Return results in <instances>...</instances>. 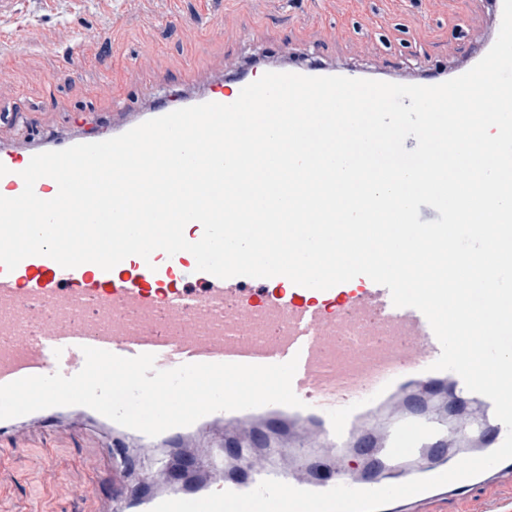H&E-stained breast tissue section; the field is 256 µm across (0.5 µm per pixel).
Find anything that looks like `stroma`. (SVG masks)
I'll list each match as a JSON object with an SVG mask.
<instances>
[{"label":"stroma","mask_w":512,"mask_h":512,"mask_svg":"<svg viewBox=\"0 0 512 512\" xmlns=\"http://www.w3.org/2000/svg\"><path fill=\"white\" fill-rule=\"evenodd\" d=\"M497 38L486 0H0V143L96 133L113 114L205 84L243 58L317 56L403 79L454 67ZM112 437L87 424L0 433V512H97L111 490ZM512 512V483L427 512Z\"/></svg>","instance_id":"35a3bbf8"}]
</instances>
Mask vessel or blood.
Listing matches in <instances>:
<instances>
[{
	"label": "vessel or blood",
	"mask_w": 512,
	"mask_h": 512,
	"mask_svg": "<svg viewBox=\"0 0 512 512\" xmlns=\"http://www.w3.org/2000/svg\"><path fill=\"white\" fill-rule=\"evenodd\" d=\"M277 72L306 76L362 78V71L326 63L295 61ZM256 72L207 82L195 96L175 94L149 111L126 113L95 135L52 136L21 148L0 146V195L22 193L20 176L33 155L92 140L104 141L153 118L206 102L229 104L257 80ZM133 357L151 353L157 368L186 363L281 364L297 360L292 388L301 407L268 404L220 411L161 435L138 434L143 450L160 443L192 447L209 428L222 432L223 462L189 467L180 490L129 485L112 474V496L130 512H151L174 497L199 499L213 492H248L265 479L326 491L343 484L356 489L384 487V473L396 483L413 479L410 464L426 458L422 477L449 468L441 448L466 439L447 426L441 412L466 401L488 415L484 432L501 446L507 429L487 397L469 391L451 371L433 369L441 346L428 320L412 307H395L389 290L364 275L327 290L306 288L287 277L220 279L199 271L187 251L150 259L133 255L111 270L84 263L67 269L46 256L24 258L14 270L0 265V385L17 379L77 374L83 347ZM65 407H51L0 420V429L62 424ZM362 462L357 472L340 469L346 454ZM512 475V459L468 479L386 505L405 512L408 504L456 496Z\"/></svg>",
	"instance_id": "obj_1"
}]
</instances>
